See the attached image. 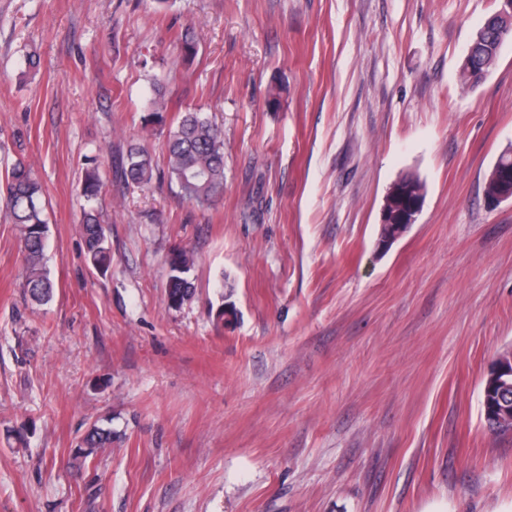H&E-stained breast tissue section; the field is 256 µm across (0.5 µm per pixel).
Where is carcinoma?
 Segmentation results:
<instances>
[{"instance_id": "1", "label": "carcinoma", "mask_w": 512, "mask_h": 512, "mask_svg": "<svg viewBox=\"0 0 512 512\" xmlns=\"http://www.w3.org/2000/svg\"><path fill=\"white\" fill-rule=\"evenodd\" d=\"M512 38L500 34L495 25H489L475 42V59L462 61L458 67L459 80L464 88L473 89L486 78L495 64L501 45ZM154 97L148 108L159 118L168 109L163 86H153ZM167 178L178 188L185 200L207 207L218 200L224 190V130L202 112L188 109L178 116L174 127L166 134ZM120 179L127 186L143 187L154 176L152 158L148 150L137 144L128 147L119 168ZM102 181L95 160H90L83 179V195L95 199L100 194ZM397 201L416 193L426 192L419 176L406 174L394 184ZM0 209L11 223L20 227V251L24 260V288L30 299L38 305L48 303L53 295L54 282L44 264L48 221L42 184L31 166L22 159L0 163ZM82 226L86 259L96 271L106 272L112 263V250L107 228L101 224L96 209L83 210ZM168 264L171 275L168 305L182 307L194 293L192 282L185 277L192 258L179 250L171 254ZM120 435L110 429L92 427L83 437L74 457L86 460L96 457L110 447Z\"/></svg>"}]
</instances>
